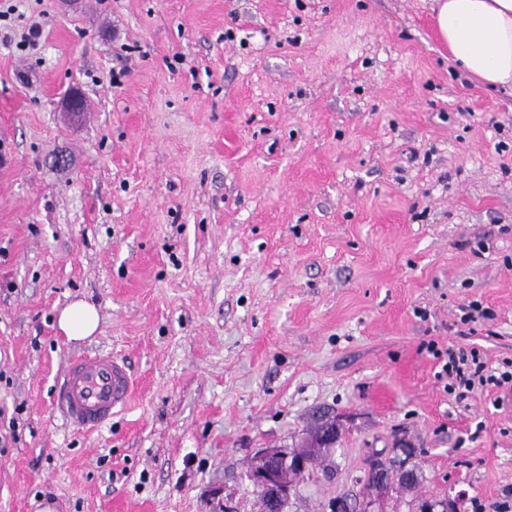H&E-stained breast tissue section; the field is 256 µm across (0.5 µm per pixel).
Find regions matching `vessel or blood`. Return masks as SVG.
Wrapping results in <instances>:
<instances>
[{"label": "vessel or blood", "mask_w": 512, "mask_h": 512, "mask_svg": "<svg viewBox=\"0 0 512 512\" xmlns=\"http://www.w3.org/2000/svg\"><path fill=\"white\" fill-rule=\"evenodd\" d=\"M133 385L125 361L117 354H82L68 362L58 387L57 402L70 427L98 431L126 408Z\"/></svg>", "instance_id": "b4317fda"}]
</instances>
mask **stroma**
<instances>
[{
  "mask_svg": "<svg viewBox=\"0 0 512 512\" xmlns=\"http://www.w3.org/2000/svg\"><path fill=\"white\" fill-rule=\"evenodd\" d=\"M433 5L0 0V512H259L254 452L323 411L337 471L290 512L402 441L385 512H512V394L458 399L432 355L512 361V88L449 65ZM98 350L136 393L84 434L55 392ZM59 330L70 341H80L92 336L99 325V315L94 305L77 299L64 307L58 315Z\"/></svg>",
  "mask_w": 512,
  "mask_h": 512,
  "instance_id": "35a3bbf8",
  "label": "stroma"
}]
</instances>
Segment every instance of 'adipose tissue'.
<instances>
[{
	"label": "adipose tissue",
	"mask_w": 512,
	"mask_h": 512,
	"mask_svg": "<svg viewBox=\"0 0 512 512\" xmlns=\"http://www.w3.org/2000/svg\"><path fill=\"white\" fill-rule=\"evenodd\" d=\"M435 28L463 71L491 87L512 85V0H436ZM57 324L68 340L80 341L96 332L98 311L77 299Z\"/></svg>",
	"instance_id": "ef3b65f1"
}]
</instances>
